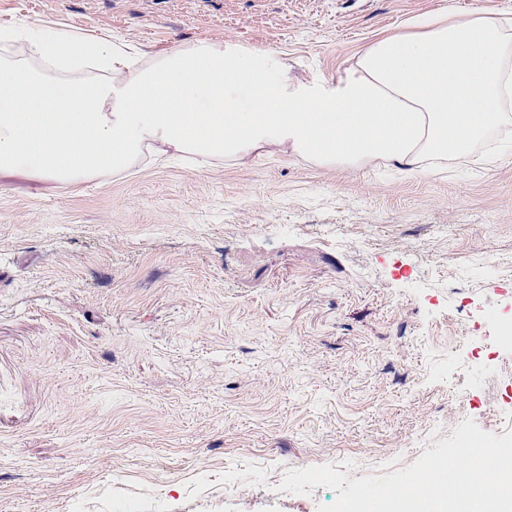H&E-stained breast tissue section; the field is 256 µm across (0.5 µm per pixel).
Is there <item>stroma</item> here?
Wrapping results in <instances>:
<instances>
[{
    "mask_svg": "<svg viewBox=\"0 0 512 512\" xmlns=\"http://www.w3.org/2000/svg\"><path fill=\"white\" fill-rule=\"evenodd\" d=\"M512 0H0L18 21L134 45L281 53L332 76L410 17ZM512 314V161L412 177L280 154L163 158L75 184L0 173V512H318L406 468L469 391L456 338Z\"/></svg>",
    "mask_w": 512,
    "mask_h": 512,
    "instance_id": "35a3bbf8",
    "label": "stroma"
}]
</instances>
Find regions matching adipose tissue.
<instances>
[{"label":"adipose tissue","instance_id":"obj_1","mask_svg":"<svg viewBox=\"0 0 512 512\" xmlns=\"http://www.w3.org/2000/svg\"><path fill=\"white\" fill-rule=\"evenodd\" d=\"M510 130L512 11L411 17L307 81L281 54L226 40L146 58L44 26L24 53H0V172L64 184L167 154L201 170L278 153L421 177L489 159Z\"/></svg>","mask_w":512,"mask_h":512}]
</instances>
